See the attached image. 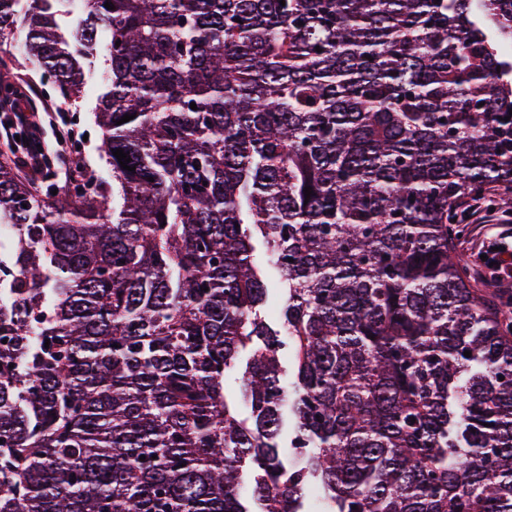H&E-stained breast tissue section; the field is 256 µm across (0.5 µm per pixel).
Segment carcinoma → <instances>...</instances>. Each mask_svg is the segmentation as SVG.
<instances>
[{
	"label": "carcinoma",
	"instance_id": "carcinoma-1",
	"mask_svg": "<svg viewBox=\"0 0 512 512\" xmlns=\"http://www.w3.org/2000/svg\"><path fill=\"white\" fill-rule=\"evenodd\" d=\"M17 2L65 99L106 37L112 183L0 161V512H512V308L457 251L512 0Z\"/></svg>",
	"mask_w": 512,
	"mask_h": 512
}]
</instances>
